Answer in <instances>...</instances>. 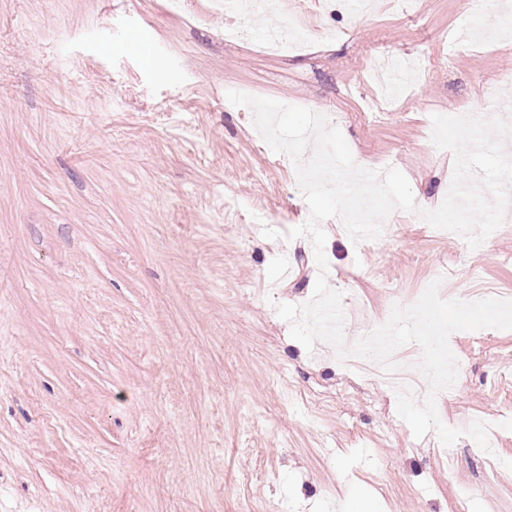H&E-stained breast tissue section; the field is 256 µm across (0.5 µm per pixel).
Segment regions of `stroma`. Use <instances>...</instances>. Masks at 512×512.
I'll return each instance as SVG.
<instances>
[{
	"instance_id": "35a3bbf8",
	"label": "stroma",
	"mask_w": 512,
	"mask_h": 512,
	"mask_svg": "<svg viewBox=\"0 0 512 512\" xmlns=\"http://www.w3.org/2000/svg\"><path fill=\"white\" fill-rule=\"evenodd\" d=\"M279 2L317 28L309 49L265 52L264 14L201 21L209 0H0V512H512V330L450 336L461 380L437 399L450 427L495 425L494 455L415 438L393 391L277 315L312 296L310 240L282 238L309 207L224 102L244 87L326 113L353 159L437 208L454 155L433 115L512 117V42L477 33L503 0ZM381 48L429 76L384 96ZM323 227L364 329L435 281L512 299V223L477 251L402 210L357 244Z\"/></svg>"
}]
</instances>
